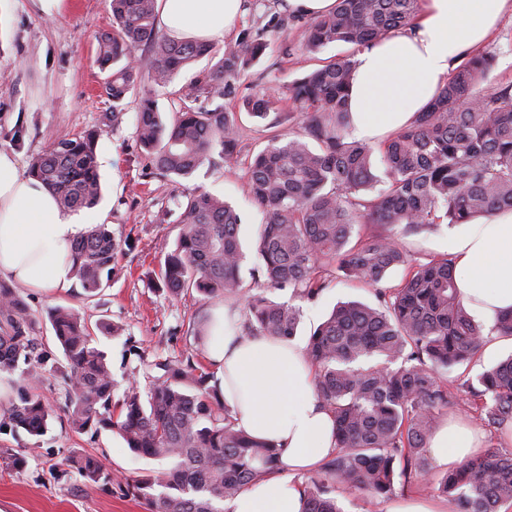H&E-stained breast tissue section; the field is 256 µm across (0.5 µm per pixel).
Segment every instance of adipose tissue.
<instances>
[{
	"instance_id": "obj_1",
	"label": "adipose tissue",
	"mask_w": 512,
	"mask_h": 512,
	"mask_svg": "<svg viewBox=\"0 0 512 512\" xmlns=\"http://www.w3.org/2000/svg\"><path fill=\"white\" fill-rule=\"evenodd\" d=\"M241 0H157L171 38L220 44L234 28ZM512 0H424L412 33L395 34L358 53L349 110L357 138L375 142L409 125L443 87L456 56L478 50ZM88 227L61 209L39 180L22 173L16 154L0 150V278L38 291L68 288L75 241ZM457 285L467 306L491 318L512 310V211L482 217L448 236ZM208 360L237 428L271 439L282 469L261 476L228 504L230 512H301L297 473L334 451V417L315 394L304 345L248 335L237 311L211 310ZM428 446L435 463L455 467L476 455L479 433L445 423Z\"/></svg>"
}]
</instances>
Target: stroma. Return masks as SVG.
Segmentation results:
<instances>
[{
	"label": "stroma",
	"instance_id": "1",
	"mask_svg": "<svg viewBox=\"0 0 512 512\" xmlns=\"http://www.w3.org/2000/svg\"><path fill=\"white\" fill-rule=\"evenodd\" d=\"M310 23V18L290 13L284 0H242V14L225 44L246 35L265 40L268 49L233 81L223 99L225 109L238 117L240 154L235 163H206L189 178L171 180L151 169L137 142L141 94L153 91L160 111L170 113L187 87L212 68V57L199 58L167 87L154 88L144 79L126 96L121 120L105 126L98 141L102 199L87 211L89 224H107L121 243L114 273L93 297L86 296L76 281L49 293L25 291L43 347L56 348L45 310L62 305L75 308L94 327V344L105 353L118 385L132 377L145 380V363L159 356L178 361L191 354L205 360L206 344L198 332L208 326L214 300L195 292L171 295L156 288L153 279L181 231L180 203L202 189L236 207L246 253L241 286L253 287L254 241L263 213L246 192L248 162L270 136L292 135L298 124L289 101H281L263 120L251 117L242 103L303 77L319 57L343 53V46L334 44L318 56L308 52L304 37ZM111 28L109 0H61L49 10L40 0H0V149L17 154L21 167H28L30 159L54 139L104 126L112 101L101 89L104 75L96 61L97 38ZM483 50L495 57L481 85L482 92L489 94L512 81V11L500 19ZM450 231L443 223L402 237L401 242L417 262L426 263L447 256ZM349 300L375 304L373 286L335 279L318 299L301 303L297 342L306 343L333 307ZM102 321L113 325V332L98 331L96 325ZM29 388L52 408L53 416L38 437L0 431V512H147L144 502L126 496L117 485H86L70 469L68 458L74 453L91 454L107 470L127 476L164 470V463L135 455L112 430L74 433L65 414V388L54 377L44 376ZM19 455L27 457L25 467L14 466ZM336 496L344 512H385L390 501L402 498L440 499L436 489L426 484L409 488L398 484L389 498L372 501L340 482Z\"/></svg>",
	"mask_w": 512,
	"mask_h": 512
}]
</instances>
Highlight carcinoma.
I'll list each match as a JSON object with an SVG mask.
<instances>
[{"instance_id": "carcinoma-1", "label": "carcinoma", "mask_w": 512, "mask_h": 512, "mask_svg": "<svg viewBox=\"0 0 512 512\" xmlns=\"http://www.w3.org/2000/svg\"><path fill=\"white\" fill-rule=\"evenodd\" d=\"M112 31L98 39L97 59L106 95L117 107L142 77L165 87L214 46L170 38L157 25L156 0H111ZM420 0H338L335 10L308 28L312 54L333 43L348 54L322 59L286 87L302 120L300 132L272 136L248 164L247 193L262 209L253 269L256 290L241 288L244 259L240 215L227 201L197 191L181 206V232L165 254L157 287L178 296L189 290L245 302L244 328L284 342L296 336L300 307L266 293L291 290L312 301L326 277L378 285L386 273H407L378 289V305L347 302L311 333L306 352L316 371V395L334 415L336 450L305 481L302 512H342L334 483L340 479L373 498L403 484L429 483L451 512H500L512 505V454L496 448L433 475L422 452L450 404L441 374L470 363L485 342L457 287L453 258L415 263L400 236L434 224H468L512 211V83L486 95L479 89L494 57H467L412 123L375 146L351 137L347 99L357 53L408 29ZM267 42L242 37L223 50L184 104L165 122L152 92L139 99L137 135L151 168L185 179L206 162L238 159L236 113L217 105L238 78L266 52ZM275 90L244 100L251 116L265 119L278 107ZM101 127L59 138L31 158L27 174L42 181L66 210L92 208L101 198L97 142ZM315 142L317 147L310 146ZM373 224L380 230L363 232ZM119 249L104 224L74 244L70 261L83 291L112 280ZM61 357L39 346L36 319L22 289L0 282V372L21 385L3 409L0 431L40 436L52 410L26 382L47 374L66 387V413L77 432L116 431L136 455L165 461V472L126 479L127 494L149 512H224L222 504L246 485L279 468L281 451L236 427L214 373L188 356L147 364L150 385L127 381L121 395L103 351L93 346L87 323L72 307L47 311ZM459 387L477 401V420L496 434L512 428V356ZM71 466L91 486L115 474L88 454Z\"/></svg>"}]
</instances>
